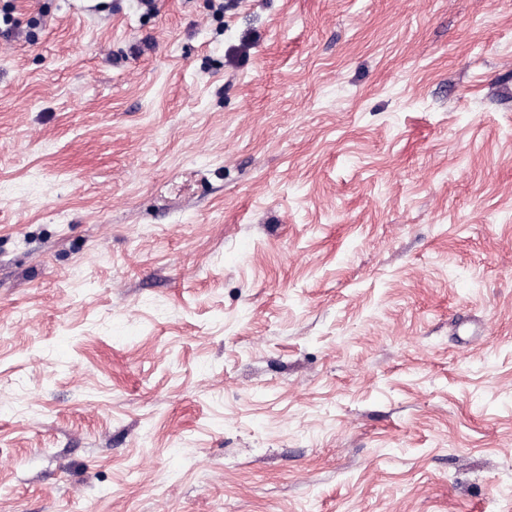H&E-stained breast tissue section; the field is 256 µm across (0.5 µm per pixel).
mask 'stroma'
Listing matches in <instances>:
<instances>
[{"label":"stroma","instance_id":"35a3bbf8","mask_svg":"<svg viewBox=\"0 0 512 512\" xmlns=\"http://www.w3.org/2000/svg\"><path fill=\"white\" fill-rule=\"evenodd\" d=\"M0 512H512V0H0Z\"/></svg>","mask_w":512,"mask_h":512}]
</instances>
